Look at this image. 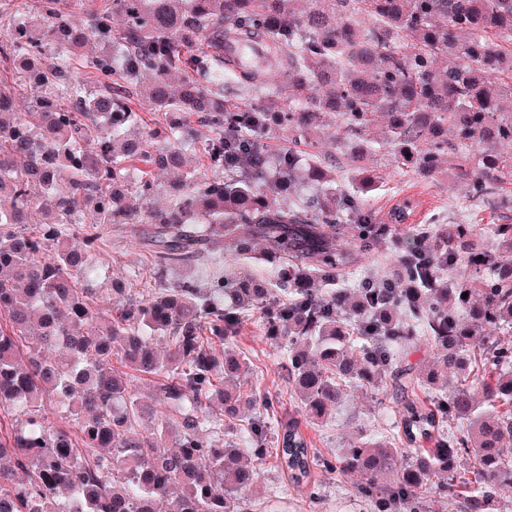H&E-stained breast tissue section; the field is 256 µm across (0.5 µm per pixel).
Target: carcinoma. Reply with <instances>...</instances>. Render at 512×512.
<instances>
[{
	"label": "carcinoma",
	"instance_id": "cac0c4a2",
	"mask_svg": "<svg viewBox=\"0 0 512 512\" xmlns=\"http://www.w3.org/2000/svg\"><path fill=\"white\" fill-rule=\"evenodd\" d=\"M86 4L13 0L0 15V512H252L271 456L312 503L318 476L338 473L358 477L367 512H493L512 490V343L490 336L512 333V222L411 224L404 195L383 224L363 198L378 173L352 194L294 145L337 115L359 162L382 146L433 179L455 152L471 195L496 194L512 179L497 149L512 145V83L495 82L512 72V0H104L79 24ZM143 108L178 115L162 140L131 134ZM190 144L218 175L191 169ZM152 170L175 175L162 205ZM34 187L49 204L32 231ZM133 224L157 288L137 299L114 280L104 306L90 288L104 230ZM391 244L392 281L351 287L361 255ZM200 258L207 285L166 278ZM251 316L308 422L349 388L385 387L389 431L312 447L249 380L236 339ZM418 336L436 356L420 368L397 351ZM54 399L65 424L47 423Z\"/></svg>",
	"mask_w": 512,
	"mask_h": 512
}]
</instances>
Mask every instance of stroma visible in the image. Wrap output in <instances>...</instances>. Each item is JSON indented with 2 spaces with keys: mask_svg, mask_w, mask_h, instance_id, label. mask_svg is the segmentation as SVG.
<instances>
[{
  "mask_svg": "<svg viewBox=\"0 0 512 512\" xmlns=\"http://www.w3.org/2000/svg\"><path fill=\"white\" fill-rule=\"evenodd\" d=\"M353 139L347 138L340 119L328 120L325 136L314 145H300L303 158L335 159L336 185L357 192L355 165L351 158ZM367 163L384 175L383 184L367 195L379 220H386L398 196L409 194L418 198L420 207L414 223L479 224L485 227L501 223L512 216V184L504 185L499 194L478 200L469 195L452 173L435 180L421 181L413 172L399 169L386 150H376ZM122 279L132 291L138 292L153 285V270L132 237L111 235L106 254L102 257L99 285H110ZM238 346L253 363L251 380L278 396H285L286 385L279 374L281 348L262 338L254 323H245ZM393 410L384 392L361 388L347 389L340 407L327 422L319 425L302 424L301 430L313 447L323 453L337 448L362 433H376L389 428ZM322 499L317 506H308L303 495L293 489L281 476L273 462L260 468L257 499L268 504V512H363L353 494V478L325 475L320 479Z\"/></svg>",
  "mask_w": 512,
  "mask_h": 512,
  "instance_id": "obj_1",
  "label": "stroma"
}]
</instances>
